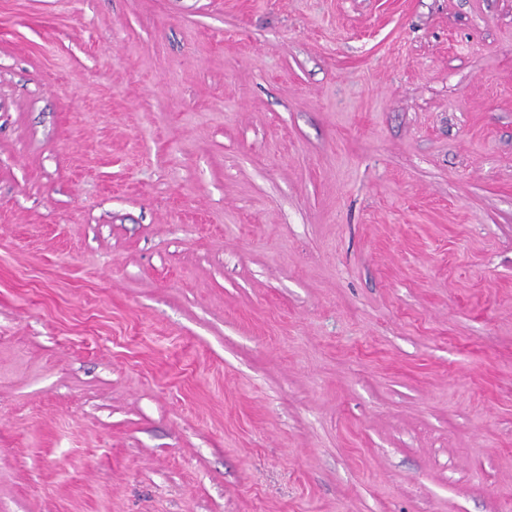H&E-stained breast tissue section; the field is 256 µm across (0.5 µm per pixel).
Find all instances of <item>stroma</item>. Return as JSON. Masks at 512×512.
Wrapping results in <instances>:
<instances>
[{"instance_id": "35a3bbf8", "label": "stroma", "mask_w": 512, "mask_h": 512, "mask_svg": "<svg viewBox=\"0 0 512 512\" xmlns=\"http://www.w3.org/2000/svg\"><path fill=\"white\" fill-rule=\"evenodd\" d=\"M0 512H512V0H0Z\"/></svg>"}]
</instances>
